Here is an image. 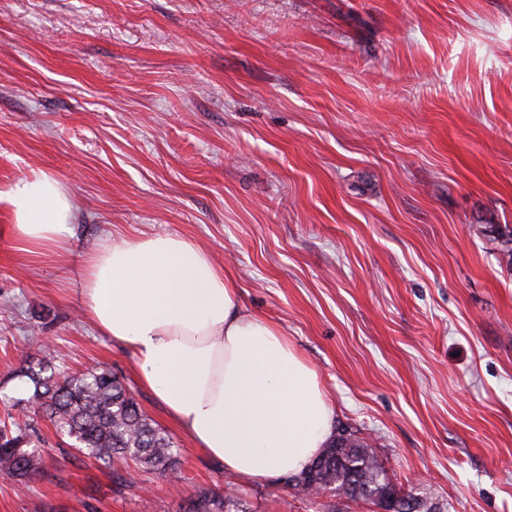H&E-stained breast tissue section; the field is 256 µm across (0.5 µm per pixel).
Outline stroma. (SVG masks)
Masks as SVG:
<instances>
[{
  "label": "stroma",
  "instance_id": "stroma-1",
  "mask_svg": "<svg viewBox=\"0 0 512 512\" xmlns=\"http://www.w3.org/2000/svg\"><path fill=\"white\" fill-rule=\"evenodd\" d=\"M41 173L77 213L34 255L6 192ZM483 224L512 227V0H0V425L38 336L121 373L181 460L118 487L38 417L46 472L0 476V512L229 487L244 512H374L227 472L82 316V256L156 234L212 253L402 490L512 512V268Z\"/></svg>",
  "mask_w": 512,
  "mask_h": 512
}]
</instances>
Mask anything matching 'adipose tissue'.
<instances>
[{
    "mask_svg": "<svg viewBox=\"0 0 512 512\" xmlns=\"http://www.w3.org/2000/svg\"><path fill=\"white\" fill-rule=\"evenodd\" d=\"M28 252L66 245L74 205L47 175L8 191ZM83 313L137 360L139 382L197 447L248 482L302 474L331 438L335 414L283 329L246 310L203 247L172 235L89 253Z\"/></svg>",
    "mask_w": 512,
    "mask_h": 512,
    "instance_id": "adipose-tissue-1",
    "label": "adipose tissue"
}]
</instances>
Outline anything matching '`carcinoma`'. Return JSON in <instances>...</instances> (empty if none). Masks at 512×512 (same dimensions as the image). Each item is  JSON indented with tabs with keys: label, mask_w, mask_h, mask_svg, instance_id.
<instances>
[{
	"label": "carcinoma",
	"mask_w": 512,
	"mask_h": 512,
	"mask_svg": "<svg viewBox=\"0 0 512 512\" xmlns=\"http://www.w3.org/2000/svg\"><path fill=\"white\" fill-rule=\"evenodd\" d=\"M18 376L28 380L19 402L46 417L56 431L72 440L71 449L96 462L119 485L130 481L115 467L131 460L140 472L172 476L180 466L172 438L137 404L123 380L110 368L64 374L46 355L27 361ZM0 472L28 486L44 473L36 427L29 422L0 429ZM298 494H331L373 505L402 493L389 478L375 449L360 432L343 427L307 471L293 481ZM237 498L201 491L186 512H237Z\"/></svg>",
	"instance_id": "carcinoma-1"
}]
</instances>
